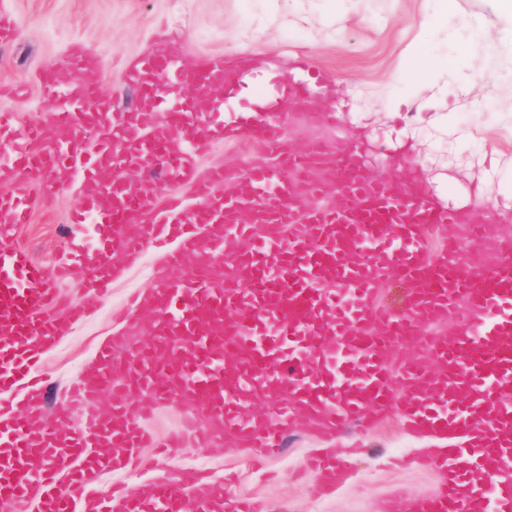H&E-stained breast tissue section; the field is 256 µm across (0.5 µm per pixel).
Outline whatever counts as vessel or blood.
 Wrapping results in <instances>:
<instances>
[{"label": "vessel or blood", "instance_id": "1", "mask_svg": "<svg viewBox=\"0 0 512 512\" xmlns=\"http://www.w3.org/2000/svg\"><path fill=\"white\" fill-rule=\"evenodd\" d=\"M93 68L76 56L67 79L50 64L39 70L53 106L45 118L0 109V146L11 150L0 164V394L83 318L80 307L56 311L72 264L102 296L126 257L177 236L164 263L186 274L159 280L128 314L135 330L142 312H153L149 342L132 347L112 337L95 373L76 384L80 406L110 395L109 412L90 413L87 432L46 424L35 386L21 409L0 410V502L34 499L39 512H76L74 493L101 470L125 468L153 439L145 418L179 397L213 425L172 433V447L207 443L218 427L240 446L274 452L299 416L332 434L397 416L407 431L448 445L429 458L437 493L399 500L395 512H512V241H502L489 267L464 262L453 239L435 254L424 246L428 225L465 224L478 239L494 215L432 206L405 180L382 179L359 153L320 140L295 151L285 110L305 111L335 88L305 60L282 72L254 61L188 66L150 52L124 69L125 85L139 94L129 109L115 106ZM202 86L228 103L251 95L252 105L210 121L212 100L192 94ZM240 140L269 150L274 163L200 168L210 142ZM132 169L139 177H129ZM61 172L75 175L81 207L70 220L69 249L50 271L5 240L43 205V188ZM162 181L190 185L197 206L176 193L159 196ZM306 196L316 206L301 207ZM231 238L246 247L225 251ZM220 262L227 270L219 277ZM386 282L405 288L400 308L378 306ZM405 343L418 345L425 362L393 366ZM259 402L266 411L256 410ZM92 506L251 512L223 485L195 490L169 481Z\"/></svg>", "mask_w": 512, "mask_h": 512}]
</instances>
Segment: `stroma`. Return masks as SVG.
<instances>
[{"label":"stroma","instance_id":"obj_1","mask_svg":"<svg viewBox=\"0 0 512 512\" xmlns=\"http://www.w3.org/2000/svg\"><path fill=\"white\" fill-rule=\"evenodd\" d=\"M0 9L17 24L15 39L0 46V87L27 86L25 98L0 95V109L45 117L50 104L38 71L50 63L65 72L76 50L98 62L102 83L116 88L122 105L134 97L119 70L124 57L163 48L186 65L260 57L283 70L302 58L339 83L347 128L340 140L326 121L286 114L284 127L297 147L316 138L357 146L378 175H412L431 201L449 195L465 206L479 198L506 213V222L488 225L479 241L465 225H435L430 248L453 236L466 258L491 264L494 244L512 236V208L503 207L512 201V0H0ZM426 59L437 64L430 79L405 82V69ZM267 160L247 143L216 141L199 163L234 168ZM45 194V207L15 227L10 243L50 269L66 247L63 227L79 198L63 173ZM161 276L177 273L149 247L113 275L107 296L84 291L79 266L60 283L65 302L84 307L87 316L41 359V414L48 424L66 406L70 386L95 368L103 343L128 334L146 341L145 332L130 333L124 318L131 298L150 292ZM440 445L393 417L333 436L301 419L277 454L235 445L220 432L205 447L138 449L135 467L100 472L84 495L102 498L171 477L193 488L223 484L227 494L249 497L253 512H394L399 499L436 493L437 470L416 460ZM317 451L344 464L347 474L336 486L309 469Z\"/></svg>","mask_w":512,"mask_h":512}]
</instances>
